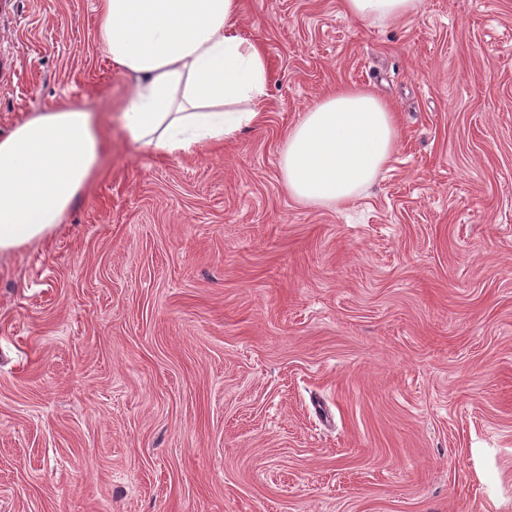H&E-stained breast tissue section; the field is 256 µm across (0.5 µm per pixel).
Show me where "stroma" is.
Listing matches in <instances>:
<instances>
[{
  "instance_id": "obj_1",
  "label": "stroma",
  "mask_w": 512,
  "mask_h": 512,
  "mask_svg": "<svg viewBox=\"0 0 512 512\" xmlns=\"http://www.w3.org/2000/svg\"><path fill=\"white\" fill-rule=\"evenodd\" d=\"M261 123L136 149L98 0H0V136L76 105L106 150L0 255V512H512V0H240ZM342 85L400 132L346 207L281 157ZM421 0H344L346 14L364 28L416 16Z\"/></svg>"
}]
</instances>
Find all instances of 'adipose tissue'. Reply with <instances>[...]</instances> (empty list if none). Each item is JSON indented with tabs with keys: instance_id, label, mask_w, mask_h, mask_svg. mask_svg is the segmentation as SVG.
Returning a JSON list of instances; mask_svg holds the SVG:
<instances>
[{
	"instance_id": "obj_1",
	"label": "adipose tissue",
	"mask_w": 512,
	"mask_h": 512,
	"mask_svg": "<svg viewBox=\"0 0 512 512\" xmlns=\"http://www.w3.org/2000/svg\"><path fill=\"white\" fill-rule=\"evenodd\" d=\"M421 0H344L362 27L416 16ZM239 0H99L98 38L136 78L122 114L137 149L194 154L259 123L262 48L236 28ZM399 142L395 114L365 89L341 86L311 105L282 156L289 194L311 205L355 202ZM105 151L95 113L40 112L0 137V253L54 232L90 185Z\"/></svg>"
}]
</instances>
